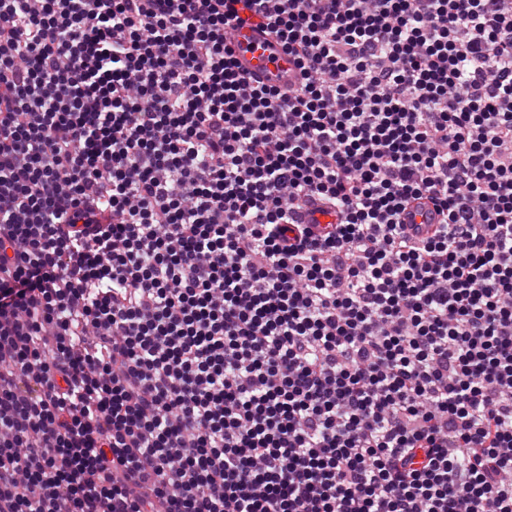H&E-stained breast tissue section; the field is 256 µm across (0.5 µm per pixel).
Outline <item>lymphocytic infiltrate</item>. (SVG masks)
Here are the masks:
<instances>
[{"mask_svg":"<svg viewBox=\"0 0 512 512\" xmlns=\"http://www.w3.org/2000/svg\"><path fill=\"white\" fill-rule=\"evenodd\" d=\"M0 512H512V0H0ZM232 44L240 71L252 79L288 85L293 64L277 39L251 24L233 31Z\"/></svg>","mask_w":512,"mask_h":512,"instance_id":"1","label":"lymphocytic infiltrate"}]
</instances>
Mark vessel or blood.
I'll return each instance as SVG.
<instances>
[{"label":"vessel or blood","mask_w":512,"mask_h":512,"mask_svg":"<svg viewBox=\"0 0 512 512\" xmlns=\"http://www.w3.org/2000/svg\"><path fill=\"white\" fill-rule=\"evenodd\" d=\"M232 44L245 76L274 85L287 84L293 64L280 41L247 24L234 30Z\"/></svg>","instance_id":"obj_1"}]
</instances>
